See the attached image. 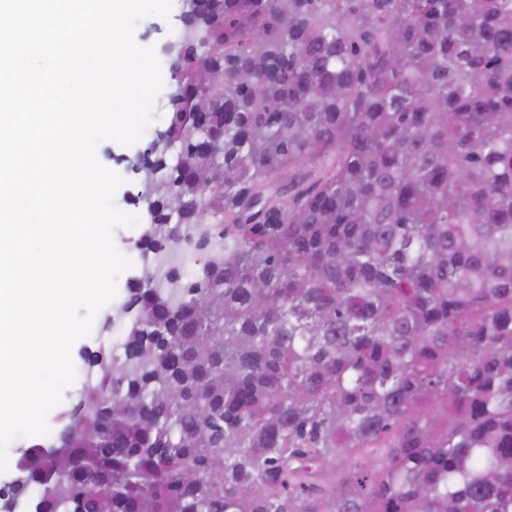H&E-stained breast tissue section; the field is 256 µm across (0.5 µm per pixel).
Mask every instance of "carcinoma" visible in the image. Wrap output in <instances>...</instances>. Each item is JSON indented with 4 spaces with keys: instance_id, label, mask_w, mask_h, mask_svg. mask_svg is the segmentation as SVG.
Returning a JSON list of instances; mask_svg holds the SVG:
<instances>
[{
    "instance_id": "cac0c4a2",
    "label": "carcinoma",
    "mask_w": 512,
    "mask_h": 512,
    "mask_svg": "<svg viewBox=\"0 0 512 512\" xmlns=\"http://www.w3.org/2000/svg\"><path fill=\"white\" fill-rule=\"evenodd\" d=\"M123 355L35 512H512V0H183ZM210 80L212 107L197 95Z\"/></svg>"
}]
</instances>
